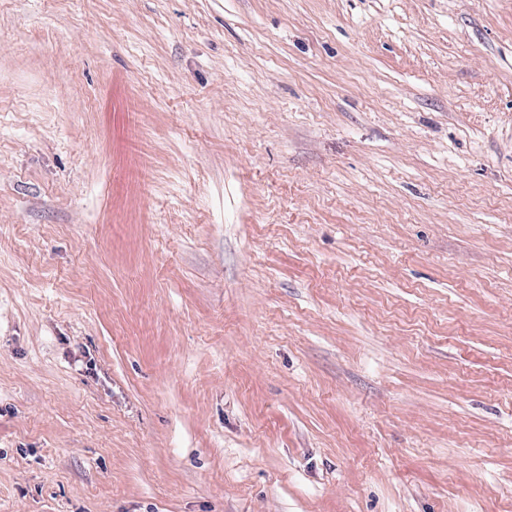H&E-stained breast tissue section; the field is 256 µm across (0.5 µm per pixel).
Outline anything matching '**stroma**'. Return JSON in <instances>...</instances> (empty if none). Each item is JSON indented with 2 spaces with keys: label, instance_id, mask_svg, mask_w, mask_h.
<instances>
[{
  "label": "stroma",
  "instance_id": "obj_1",
  "mask_svg": "<svg viewBox=\"0 0 512 512\" xmlns=\"http://www.w3.org/2000/svg\"><path fill=\"white\" fill-rule=\"evenodd\" d=\"M0 512H512V0H0Z\"/></svg>",
  "mask_w": 512,
  "mask_h": 512
}]
</instances>
